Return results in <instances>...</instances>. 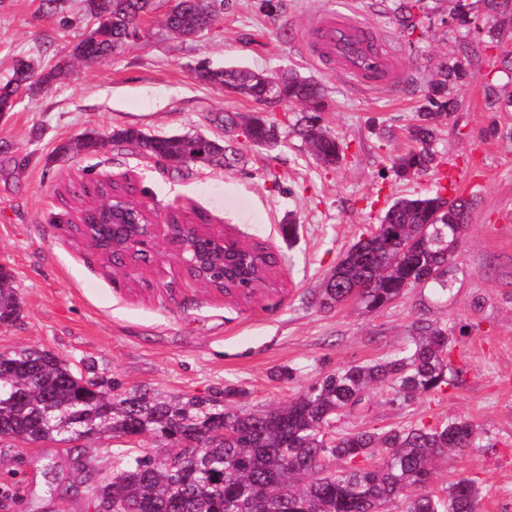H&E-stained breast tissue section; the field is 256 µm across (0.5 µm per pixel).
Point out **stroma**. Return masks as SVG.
<instances>
[{
	"label": "stroma",
	"mask_w": 512,
	"mask_h": 512,
	"mask_svg": "<svg viewBox=\"0 0 512 512\" xmlns=\"http://www.w3.org/2000/svg\"><path fill=\"white\" fill-rule=\"evenodd\" d=\"M463 3L470 19L454 17ZM173 0H156L140 35L110 57L72 58L88 31L84 0H0V84L23 58L39 68L69 62L67 76L39 95L24 94L0 117V266L12 275L20 314L0 324V350L36 346L100 379L164 395L223 396L232 406L265 410L297 397L310 380L350 362L404 348L412 323H446L458 340L451 355L464 370L458 386L405 408L370 396L343 418L346 430L435 423L462 415L494 451L471 448L438 465L440 482L477 480L480 512H512V112L490 105L485 90L512 95L501 53L512 33L488 43L482 0H429L415 30L399 27L391 0H224L212 29L178 36L165 26ZM346 12L367 24L399 61L396 78L363 87L307 61L304 38L323 16ZM462 61L449 87L457 107L432 145L438 172L397 175V157L414 150L408 130L442 65ZM230 64L265 75L290 71L317 80L331 101L326 129L343 144L338 165L318 162L291 131L300 107L270 109L282 141L244 151L234 166L175 168L139 148L109 144L98 154L58 156L59 146L93 130L109 136L134 127L148 135L198 134L223 141L221 112L249 116L257 103L197 80L205 65ZM103 175L131 180L135 201L157 223L176 216L206 224L277 258L269 284L249 299H227L185 282L161 256L128 275L76 241L65 222L78 205L68 187ZM442 191L478 195L460 245L450 292L421 285L376 312L353 303L320 309L313 296L340 256L378 224L401 196ZM295 221L285 239L281 226ZM182 282L175 297L163 286ZM0 457L17 472L6 512H86V494H66L81 475L73 453L55 441L0 439Z\"/></svg>",
	"instance_id": "obj_1"
}]
</instances>
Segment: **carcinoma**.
I'll use <instances>...</instances> for the list:
<instances>
[{"mask_svg": "<svg viewBox=\"0 0 512 512\" xmlns=\"http://www.w3.org/2000/svg\"><path fill=\"white\" fill-rule=\"evenodd\" d=\"M86 11L104 17L96 42L105 57L121 49L126 32L145 0H86ZM174 27L192 30L212 17L181 0ZM488 33L497 36L498 19L512 15V0H484ZM426 0H393L400 26L416 29ZM243 69L226 66L202 82L225 87L271 106L281 101L304 111L294 133L325 165H336L343 146L322 125L328 103L318 82L290 73L272 77L275 88L237 84ZM65 66L37 70L22 60L0 85V112L13 108L12 90L49 91ZM465 75L461 63L443 66L425 95V105L411 138L420 149L397 159V173L438 167L430 148L437 126L456 107L448 85ZM249 131L243 147L274 146L278 126L252 117L236 122L224 116V131ZM111 140L137 146L143 154L176 168L194 162V140L183 136H149L135 128L118 130ZM106 141L87 131L64 147L70 154H95ZM240 149L209 141L203 163L224 166ZM477 199L445 201L440 193L405 197L385 211L368 241L358 240L331 270L316 304L321 309L355 301L367 312L378 311L410 288L434 284L451 289L461 240ZM20 306L10 275L0 271V323L15 319ZM457 338L448 325L431 319L412 324L409 344L397 355L375 362L348 363L320 375L288 403L262 412L221 405L212 397L152 396L126 392L115 383L95 382L71 370L53 353L32 346L0 351V435L26 443L62 442L69 427L95 440L102 436L148 435L178 447L170 456L125 452L116 469L106 473L81 463L82 483L112 496L117 512H479L476 480L462 477L437 487V464L466 448L494 451L483 443V431L472 421L450 417L436 425L361 428L336 433V423L361 408L367 395H379L389 406L403 407L423 395L454 387L463 370L451 366ZM224 431V440L207 435ZM197 447L186 451V441Z\"/></svg>", "mask_w": 512, "mask_h": 512, "instance_id": "obj_1", "label": "carcinoma"}]
</instances>
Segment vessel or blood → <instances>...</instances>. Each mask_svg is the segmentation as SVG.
<instances>
[{"mask_svg": "<svg viewBox=\"0 0 512 512\" xmlns=\"http://www.w3.org/2000/svg\"><path fill=\"white\" fill-rule=\"evenodd\" d=\"M314 48L320 61H333L337 69L358 84L374 87L388 82L395 67L390 54L378 47L369 29L344 14L315 25Z\"/></svg>", "mask_w": 512, "mask_h": 512, "instance_id": "vessel-or-blood-1", "label": "vessel or blood"}]
</instances>
